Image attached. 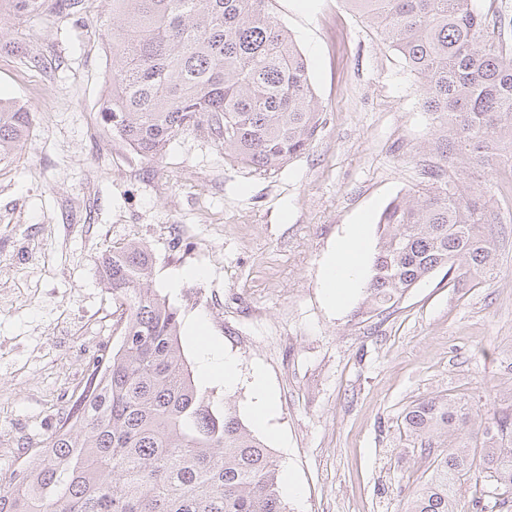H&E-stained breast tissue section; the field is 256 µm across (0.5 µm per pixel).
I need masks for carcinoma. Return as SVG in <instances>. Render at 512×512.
Masks as SVG:
<instances>
[{
  "mask_svg": "<svg viewBox=\"0 0 512 512\" xmlns=\"http://www.w3.org/2000/svg\"><path fill=\"white\" fill-rule=\"evenodd\" d=\"M89 0H0V53L12 21L69 14ZM109 50L99 104L104 131L150 161L176 136L210 137L237 162L277 170L305 153L323 124L306 60L271 15V0H108ZM419 78L433 117L419 150L423 188L393 198L365 292L382 313L435 270L478 285L498 266L493 226L504 215L472 174L512 160V42L470 0H344ZM34 115L0 98V162L29 136ZM148 246L104 255L100 277L120 311V341L94 368L73 411L25 467L0 474V512H288L272 449L236 410L198 388L180 349V311L152 288ZM511 403L482 414L434 395L406 410V430L431 473L405 512H512Z\"/></svg>",
  "mask_w": 512,
  "mask_h": 512,
  "instance_id": "carcinoma-1",
  "label": "carcinoma"
}]
</instances>
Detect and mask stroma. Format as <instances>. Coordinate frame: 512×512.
I'll list each match as a JSON object with an SVG mask.
<instances>
[{"label": "stroma", "mask_w": 512, "mask_h": 512, "mask_svg": "<svg viewBox=\"0 0 512 512\" xmlns=\"http://www.w3.org/2000/svg\"><path fill=\"white\" fill-rule=\"evenodd\" d=\"M270 11L308 61L324 122L308 151L267 172L193 132L156 161L103 132L106 0L17 21L28 56L0 53V97L35 120L0 162V405L13 410L0 446L26 463L111 351L100 261L137 240L181 312L190 366L199 319L238 362L235 388L207 391L249 424L247 380L264 373L277 413L261 438L303 491L291 512H405L428 467L405 409L433 394L481 405L512 388V223L495 225L499 270L477 287L441 269L380 315L362 290L330 305L325 257L361 219L377 248L387 204L426 182L416 150L431 118L404 59L344 0Z\"/></svg>", "instance_id": "35a3bbf8"}]
</instances>
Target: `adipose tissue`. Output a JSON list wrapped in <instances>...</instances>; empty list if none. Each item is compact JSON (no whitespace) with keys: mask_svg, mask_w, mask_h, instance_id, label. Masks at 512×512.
I'll return each mask as SVG.
<instances>
[{"mask_svg":"<svg viewBox=\"0 0 512 512\" xmlns=\"http://www.w3.org/2000/svg\"><path fill=\"white\" fill-rule=\"evenodd\" d=\"M366 227L352 225L336 250L327 258L322 278L326 299L335 305L346 301L365 282ZM201 350L200 373L204 380H221L225 385H234L237 370L234 360L223 348L208 337L198 338Z\"/></svg>","mask_w":512,"mask_h":512,"instance_id":"adipose-tissue-1","label":"adipose tissue"}]
</instances>
